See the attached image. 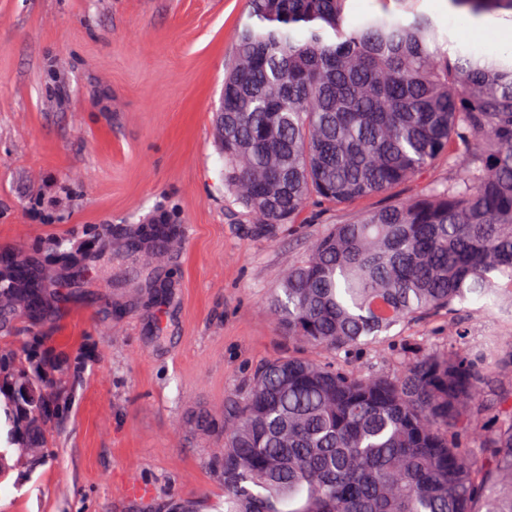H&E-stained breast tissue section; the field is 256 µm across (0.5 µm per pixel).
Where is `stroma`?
<instances>
[{"instance_id":"obj_1","label":"stroma","mask_w":512,"mask_h":512,"mask_svg":"<svg viewBox=\"0 0 512 512\" xmlns=\"http://www.w3.org/2000/svg\"><path fill=\"white\" fill-rule=\"evenodd\" d=\"M424 11L457 46L503 48L448 0ZM247 0H0V253L36 261L50 310L0 327V400L33 381L62 414L24 446L25 412L0 462V512H219L224 405L285 354L268 304L290 265L354 208L312 205L275 236L236 223L214 115ZM165 210L181 237L161 259L115 241ZM78 251L71 281L58 244ZM474 351L512 327L467 308ZM147 489L129 496L128 483Z\"/></svg>"}]
</instances>
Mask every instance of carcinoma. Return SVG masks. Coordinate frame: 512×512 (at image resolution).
<instances>
[{
    "label": "carcinoma",
    "mask_w": 512,
    "mask_h": 512,
    "mask_svg": "<svg viewBox=\"0 0 512 512\" xmlns=\"http://www.w3.org/2000/svg\"><path fill=\"white\" fill-rule=\"evenodd\" d=\"M375 2L357 19L352 0H250L225 68L218 146L245 222L273 236L311 204L384 203L282 277L272 318L319 356L266 361L228 401L224 512H512V384L490 373H512V348L472 353L457 320L476 301L512 324V57L448 50L423 0ZM448 2L512 22V0ZM151 224L127 225L126 251L177 238ZM45 309L41 271L0 255V322ZM439 316L445 344L408 336L385 370L360 365ZM448 318L445 319H433L425 323L424 325L393 328L390 332V336L386 342L382 345V348H387L388 345L398 344L403 336H426L424 338L425 343L428 346L434 347L439 346L446 340H448V326L446 323Z\"/></svg>",
    "instance_id": "cac0c4a2"
}]
</instances>
